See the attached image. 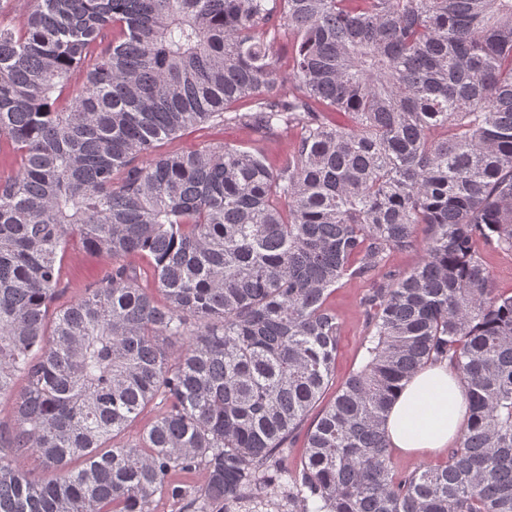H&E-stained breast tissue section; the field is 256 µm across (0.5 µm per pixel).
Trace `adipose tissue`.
I'll return each mask as SVG.
<instances>
[{"mask_svg": "<svg viewBox=\"0 0 512 512\" xmlns=\"http://www.w3.org/2000/svg\"><path fill=\"white\" fill-rule=\"evenodd\" d=\"M466 420L465 388L448 364L441 362L404 382L385 426L391 447L423 455L446 451Z\"/></svg>", "mask_w": 512, "mask_h": 512, "instance_id": "adipose-tissue-1", "label": "adipose tissue"}]
</instances>
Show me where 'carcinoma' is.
Instances as JSON below:
<instances>
[{
    "mask_svg": "<svg viewBox=\"0 0 512 512\" xmlns=\"http://www.w3.org/2000/svg\"><path fill=\"white\" fill-rule=\"evenodd\" d=\"M206 123L294 141L159 151ZM2 143L0 396L27 387L0 512H512V293L475 249L512 251V0H36L20 25L0 5ZM74 238L112 268L52 313ZM344 278L373 281L364 364L290 465ZM445 359L468 422L400 473L389 407ZM28 454L48 477L3 462ZM421 259L417 250H396L390 253L386 268L405 273L417 266Z\"/></svg>",
    "mask_w": 512,
    "mask_h": 512,
    "instance_id": "1",
    "label": "carcinoma"
}]
</instances>
